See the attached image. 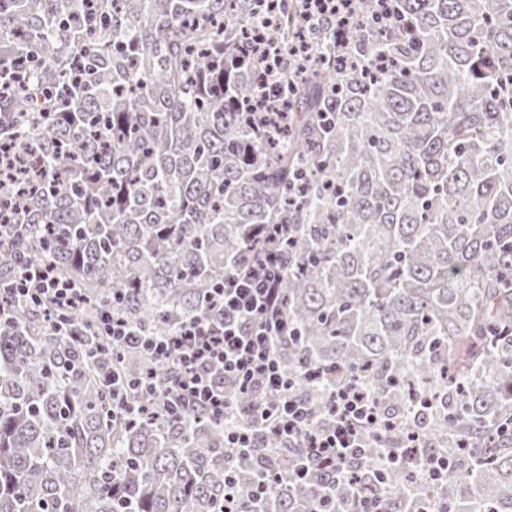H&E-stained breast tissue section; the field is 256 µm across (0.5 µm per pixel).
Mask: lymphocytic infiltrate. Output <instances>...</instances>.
Listing matches in <instances>:
<instances>
[{
	"instance_id": "1",
	"label": "lymphocytic infiltrate",
	"mask_w": 512,
	"mask_h": 512,
	"mask_svg": "<svg viewBox=\"0 0 512 512\" xmlns=\"http://www.w3.org/2000/svg\"><path fill=\"white\" fill-rule=\"evenodd\" d=\"M287 237V225H272L252 243V259L245 271L225 274L223 285L215 292L217 303L224 307L222 324L189 320L168 335L146 336L127 319L107 311L101 316L102 328L112 339L156 358L177 356L174 389L163 403L168 416L199 409L228 414L230 406L215 378H231L252 392L244 410L256 412L259 422L248 429L225 427V448L242 453L266 439H283L301 451L289 467L295 480L304 481L316 466L336 483L353 485L357 482L353 462L362 455L370 433L389 429L393 421L371 391L350 382L327 390L324 410L330 424L319 427L314 411L281 372L273 342L283 329L279 285L284 256L280 243ZM8 294L19 303L38 306L48 301L64 311L82 300L74 283L48 261L24 266ZM420 446L418 435H408L398 454L386 457V465L413 462L427 478L441 479L448 470V459L420 455Z\"/></svg>"
}]
</instances>
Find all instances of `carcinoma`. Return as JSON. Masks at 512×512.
Segmentation results:
<instances>
[{
    "label": "carcinoma",
    "instance_id": "obj_1",
    "mask_svg": "<svg viewBox=\"0 0 512 512\" xmlns=\"http://www.w3.org/2000/svg\"><path fill=\"white\" fill-rule=\"evenodd\" d=\"M0 0V289L52 261L84 290L65 314L0 320V512H313L326 482L260 469L288 444L228 454L251 414L156 415L176 359L103 335L110 310L148 336L210 306L270 224L288 225L274 352L327 425V382L368 387L452 457L437 483L381 448L354 462L387 512H512V0H352L307 29L302 0ZM262 96L288 119L261 128ZM19 211L18 234L11 213ZM150 377L153 399L108 378ZM234 406L246 398L217 379ZM354 492H334L352 512Z\"/></svg>",
    "mask_w": 512,
    "mask_h": 512
}]
</instances>
